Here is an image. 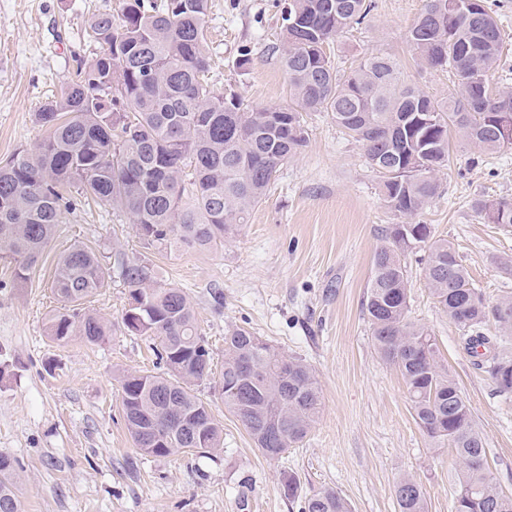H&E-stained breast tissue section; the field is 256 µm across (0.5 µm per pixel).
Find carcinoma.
<instances>
[{"mask_svg": "<svg viewBox=\"0 0 512 512\" xmlns=\"http://www.w3.org/2000/svg\"><path fill=\"white\" fill-rule=\"evenodd\" d=\"M210 0H119L118 13L93 15L88 27L99 51L77 60L60 98L43 105L36 122L48 135L0 165V259L29 279L73 200L90 196L124 211L150 246L211 251L224 244L266 197L279 169L297 157L309 136L303 113L328 112L378 170L382 197L396 217L412 220L442 193L449 134L485 153L512 148L498 115L512 116V87L491 81L505 33L487 0H427L407 41L428 67L457 79L438 99L408 83L400 62L382 52L339 69L326 48L345 30L369 20L372 0H288L281 11L277 51L288 75V102L246 111L239 95L217 94L208 74L205 18ZM471 208L489 224L512 226V202L477 198ZM422 244L424 278L439 305L462 331L495 391L512 395V300L484 302L454 245L417 223L407 235L385 229L373 256L362 304L380 356L400 372L414 416L436 445L453 449L462 470L458 495L479 500V512H512V494L492 476L486 440L472 419L436 338L409 317L405 241ZM127 288L124 329L158 340L167 375L131 372L122 378L127 430L145 456L179 451L210 455L223 448V429L194 387L213 379V358L199 334L195 310L179 288L139 260L122 262ZM108 284L95 251L73 245L59 257L51 288L64 311L48 319L56 341L96 343L112 325L85 301ZM493 318L498 334L485 333ZM245 329L224 336V367L216 386L225 408L240 419L262 454L284 453L312 429L321 411L313 371L269 343L258 349ZM254 367L253 377L242 372ZM288 371L293 384L283 387ZM285 443H266L268 421ZM152 424L175 441L151 448L141 428ZM400 512H426L422 487L410 476L395 484ZM16 470L0 454V512H14ZM302 512H350L345 498L325 489Z\"/></svg>", "mask_w": 512, "mask_h": 512, "instance_id": "carcinoma-1", "label": "carcinoma"}]
</instances>
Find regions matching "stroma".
Returning <instances> with one entry per match:
<instances>
[{"label": "stroma", "instance_id": "1", "mask_svg": "<svg viewBox=\"0 0 512 512\" xmlns=\"http://www.w3.org/2000/svg\"><path fill=\"white\" fill-rule=\"evenodd\" d=\"M370 20L336 39L339 68L366 51L397 58L407 79L447 96V73L421 63L405 33L425 0H375ZM284 0H211L206 50L215 92L233 87L244 105L288 99V78L272 50ZM117 0H0V162L37 144L36 112L57 97L75 57H91L92 15ZM253 64L240 73L241 46ZM309 141L278 172L267 197L239 233L212 252L158 250L129 216L110 206L77 203L47 245L30 280L18 282L0 260V452L15 461L21 512H301L300 500L337 490L352 512H399L396 481L422 485L427 512H453L460 467L450 448L434 447L415 420L399 371L372 340L362 301L372 257L396 221L361 147L330 113L306 117ZM451 164L442 193L420 216L435 237L452 242L487 306L512 297V275L495 260L512 256V226L487 224L476 198L512 200V149L483 154L450 135ZM95 247L111 278L90 307L112 324L104 341L53 342L48 317L59 304L50 289L59 255L70 245ZM124 260L150 264L190 297L199 331L224 363V335L245 328L307 363L322 409L307 437L276 458L264 456L209 382L196 392L224 426V448L211 456L142 455L121 414L124 372H162L153 342L124 331L127 305L119 276ZM409 315L436 337L441 358L487 442L490 470L512 493V397L495 393L463 348L461 330L431 294L416 254L406 256ZM295 475L300 497L286 498L282 474Z\"/></svg>", "mask_w": 512, "mask_h": 512}]
</instances>
